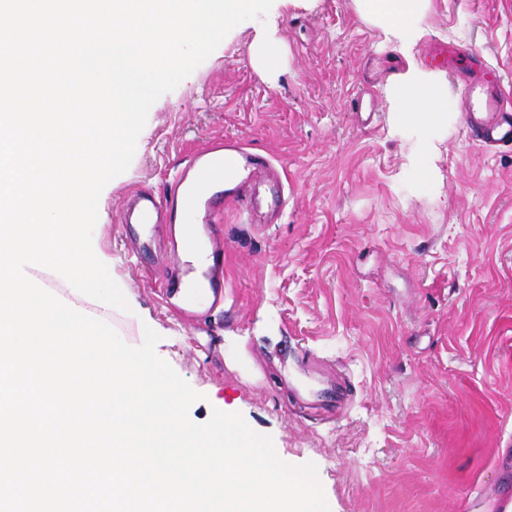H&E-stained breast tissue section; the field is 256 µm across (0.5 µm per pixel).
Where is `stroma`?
Masks as SVG:
<instances>
[{
  "label": "stroma",
  "mask_w": 512,
  "mask_h": 512,
  "mask_svg": "<svg viewBox=\"0 0 512 512\" xmlns=\"http://www.w3.org/2000/svg\"><path fill=\"white\" fill-rule=\"evenodd\" d=\"M414 48L448 122L410 126L386 89L403 59L354 0H274L151 107L93 236L137 304L114 310L213 409L317 467L330 512H491L512 489V151L470 138L463 77L512 107V0H431ZM275 45L276 60L253 47ZM216 139L279 171L283 203L247 212L221 186L200 233L219 307L179 304L194 270L178 227L123 220Z\"/></svg>",
  "instance_id": "stroma-1"
}]
</instances>
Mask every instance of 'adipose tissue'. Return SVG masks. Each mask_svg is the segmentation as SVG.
<instances>
[{"label":"adipose tissue","mask_w":512,"mask_h":512,"mask_svg":"<svg viewBox=\"0 0 512 512\" xmlns=\"http://www.w3.org/2000/svg\"><path fill=\"white\" fill-rule=\"evenodd\" d=\"M431 0H355L360 16L379 27L387 41L394 45L405 60L389 88L392 112L404 119L438 126L448 117V95L436 76L424 70L414 60L413 46L421 34V21ZM180 248L185 260L191 262L198 277L190 288L182 289L179 300H193L196 292L206 291L208 283L203 277L210 264L198 241V227L183 221Z\"/></svg>","instance_id":"obj_1"}]
</instances>
